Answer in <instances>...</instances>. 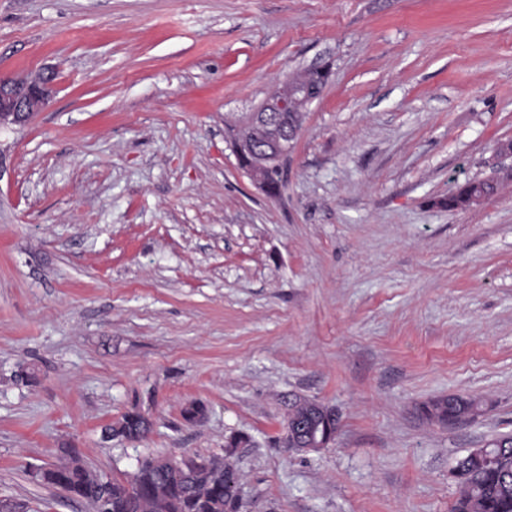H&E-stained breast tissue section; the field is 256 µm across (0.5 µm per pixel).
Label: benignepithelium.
Wrapping results in <instances>:
<instances>
[{"label": "benign epithelium", "mask_w": 512, "mask_h": 512, "mask_svg": "<svg viewBox=\"0 0 512 512\" xmlns=\"http://www.w3.org/2000/svg\"><path fill=\"white\" fill-rule=\"evenodd\" d=\"M53 76L27 81L0 78V124L23 123L40 111L50 96ZM321 93L301 79L291 78L245 118L234 140L235 154L248 159V174L262 190L268 189V174L281 169L301 129L308 106ZM305 408L303 423L285 422L288 447L297 451H319L329 447L339 429L336 410L316 401L296 400Z\"/></svg>", "instance_id": "benign-epithelium-1"}]
</instances>
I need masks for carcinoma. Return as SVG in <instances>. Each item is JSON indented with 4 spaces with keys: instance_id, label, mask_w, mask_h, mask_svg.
<instances>
[{
    "instance_id": "1",
    "label": "carcinoma",
    "mask_w": 512,
    "mask_h": 512,
    "mask_svg": "<svg viewBox=\"0 0 512 512\" xmlns=\"http://www.w3.org/2000/svg\"><path fill=\"white\" fill-rule=\"evenodd\" d=\"M497 186L468 182L440 201L460 209L474 197H489ZM427 418L446 425L460 418L472 419L483 411V401L452 393L423 404ZM152 423L140 412L129 411L111 426L112 433L130 442L140 441ZM460 470L459 496L453 512H512V472L502 473L486 458L468 451L456 461ZM241 478L235 462L219 457H199L189 467L174 468L155 457L140 463L129 482L106 480L84 464L80 453L66 448L50 465L43 485L61 490L90 504L112 503V512H226V489Z\"/></svg>"
}]
</instances>
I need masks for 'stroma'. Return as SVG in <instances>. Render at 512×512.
Returning a JSON list of instances; mask_svg holds the SVG:
<instances>
[{
	"label": "stroma",
	"mask_w": 512,
	"mask_h": 512,
	"mask_svg": "<svg viewBox=\"0 0 512 512\" xmlns=\"http://www.w3.org/2000/svg\"><path fill=\"white\" fill-rule=\"evenodd\" d=\"M323 63L268 195L230 134ZM39 71L0 125V498L91 512L31 469L241 434L243 512H451L455 457L512 433V180L440 204L512 139V0H0V77ZM451 393L484 413L421 415ZM297 396L330 447H286ZM133 410L151 432L106 439ZM52 75L27 81L0 78V124L23 123L39 112L50 96ZM497 186L490 182H468L460 186L455 192L448 195L447 199L440 201L441 205H445L448 209H461L464 204L468 203L474 197H489L496 193ZM292 406H304L306 420L299 424L294 417L289 421L287 418L284 428L288 448L304 452L328 448L335 440L339 429L336 410L313 400L303 402L301 398Z\"/></svg>",
	"instance_id": "obj_1"
}]
</instances>
